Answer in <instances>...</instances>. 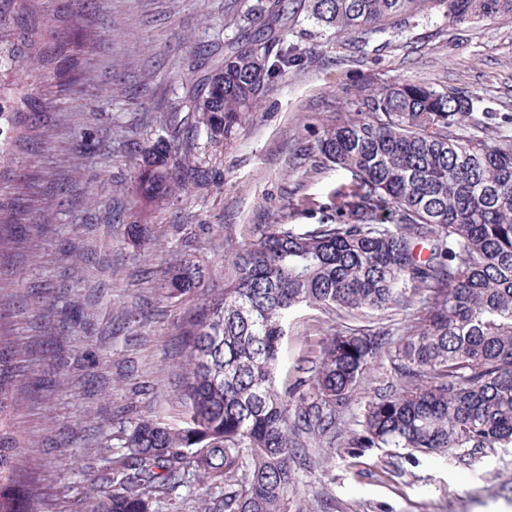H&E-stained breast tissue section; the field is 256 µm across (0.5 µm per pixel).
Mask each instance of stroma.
Wrapping results in <instances>:
<instances>
[{
  "instance_id": "1",
  "label": "stroma",
  "mask_w": 512,
  "mask_h": 512,
  "mask_svg": "<svg viewBox=\"0 0 512 512\" xmlns=\"http://www.w3.org/2000/svg\"><path fill=\"white\" fill-rule=\"evenodd\" d=\"M247 0H26L48 37L76 36L64 72L28 70L20 94L50 111L19 128L0 194L24 210L29 230L0 250V331L13 343L15 384L10 445L24 449L26 512H97L101 453L127 422L179 426L188 361L180 342L185 313L200 298H171L163 272L189 257L224 285L228 242L258 224H315L343 215L351 178L325 165L316 134L333 112L355 116L358 88L397 81L469 92L480 111L461 118L495 141L512 137V14L462 26L430 10L401 32L362 44L358 35L299 20L287 41L312 59L270 78L256 112L227 143L199 156L220 183L175 206L138 217L134 176L162 122L184 107L199 47L235 40ZM143 221L148 237L133 238ZM167 242L152 251L149 240ZM417 304L341 317L295 309L283 339L279 387L316 360L326 336L350 328L406 331ZM351 433L331 456L313 455L297 475L290 512H512V446L397 459L359 448ZM88 468L74 470L73 457Z\"/></svg>"
}]
</instances>
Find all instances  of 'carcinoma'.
Returning a JSON list of instances; mask_svg holds the SVG:
<instances>
[{
  "label": "carcinoma",
  "instance_id": "carcinoma-1",
  "mask_svg": "<svg viewBox=\"0 0 512 512\" xmlns=\"http://www.w3.org/2000/svg\"><path fill=\"white\" fill-rule=\"evenodd\" d=\"M453 25L512 13V0H257L224 58L201 72L185 120L148 149L136 200L170 205L209 185L218 172L196 160L202 132L222 146L250 119L267 81L308 61L283 33L301 13L336 33L368 39L388 19L404 23L428 2ZM21 0H0V70L24 80L29 66L50 69L73 36L44 41ZM16 88L0 86V164L11 160L15 129L30 112ZM477 98L454 87L395 83L356 95L359 118L336 113L317 133L316 150L350 173V219L298 227L260 224L234 249L222 288L196 262L169 266L175 297L200 293L181 325L191 367L180 396L183 425L132 421L119 434L124 453L92 491L101 512H158L162 499L202 502L222 489L216 512H289L307 450L328 454L341 414L359 394L361 432L352 443L396 457L446 455L512 445V139L488 144L458 132ZM420 299L419 328L394 340L386 328L326 337L311 377L285 392L276 373L288 319L305 305L343 311L389 310ZM396 383L362 389L381 353ZM19 366L0 345V435L10 427ZM16 449L0 448V512H21L26 492Z\"/></svg>",
  "mask_w": 512,
  "mask_h": 512
}]
</instances>
